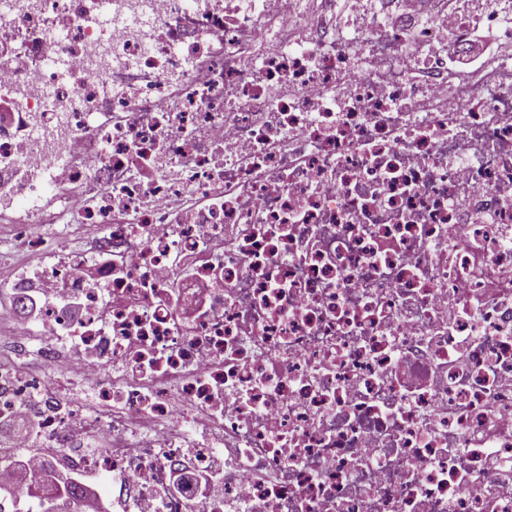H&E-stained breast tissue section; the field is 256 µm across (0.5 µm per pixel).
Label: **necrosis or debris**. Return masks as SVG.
Instances as JSON below:
<instances>
[{
    "instance_id": "obj_1",
    "label": "necrosis or debris",
    "mask_w": 512,
    "mask_h": 512,
    "mask_svg": "<svg viewBox=\"0 0 512 512\" xmlns=\"http://www.w3.org/2000/svg\"><path fill=\"white\" fill-rule=\"evenodd\" d=\"M297 2L0 0V223L64 227L0 257V447L117 512H512V51L442 38L512 20ZM500 52L499 40L493 36L489 27H475L465 51H460L456 40L448 38V58H453L456 68L468 75L492 62ZM63 230V227L60 224H56L54 226H49L46 230H44L35 241L30 251L24 253H12L10 249V245L4 241L0 242V251L4 252L11 258H13L16 262H20L23 260H34V264L37 263L41 255L42 251L49 249L55 242L57 238V233Z\"/></svg>"
}]
</instances>
